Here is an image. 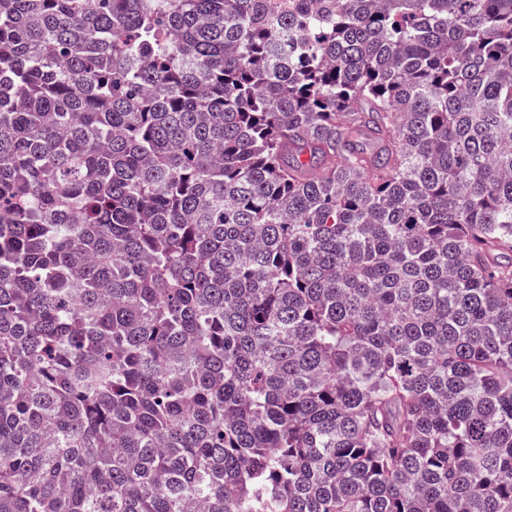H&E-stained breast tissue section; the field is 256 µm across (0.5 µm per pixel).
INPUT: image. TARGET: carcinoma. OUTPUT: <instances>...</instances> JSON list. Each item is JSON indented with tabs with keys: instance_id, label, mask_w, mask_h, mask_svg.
Returning <instances> with one entry per match:
<instances>
[{
	"instance_id": "cac0c4a2",
	"label": "carcinoma",
	"mask_w": 512,
	"mask_h": 512,
	"mask_svg": "<svg viewBox=\"0 0 512 512\" xmlns=\"http://www.w3.org/2000/svg\"><path fill=\"white\" fill-rule=\"evenodd\" d=\"M512 0H0V512H512Z\"/></svg>"
}]
</instances>
